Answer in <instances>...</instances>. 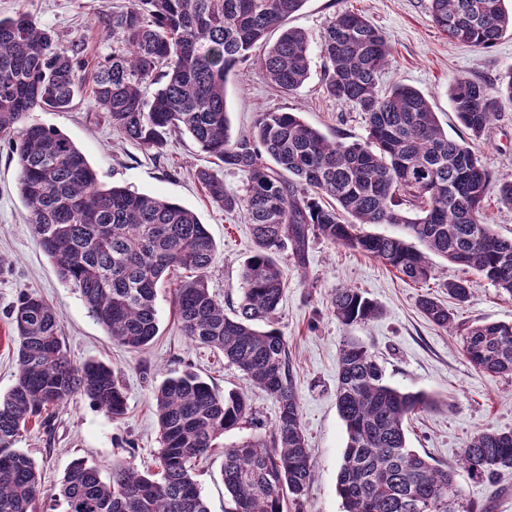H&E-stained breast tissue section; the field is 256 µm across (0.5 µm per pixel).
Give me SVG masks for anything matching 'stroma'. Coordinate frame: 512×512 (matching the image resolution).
<instances>
[{
    "label": "stroma",
    "instance_id": "35a3bbf8",
    "mask_svg": "<svg viewBox=\"0 0 512 512\" xmlns=\"http://www.w3.org/2000/svg\"><path fill=\"white\" fill-rule=\"evenodd\" d=\"M112 0H0V16L28 14L55 32L59 41L77 45L85 61L84 88L62 112H36L34 121L67 135L108 184L161 196L195 211L217 246L207 276L210 291L223 302L225 313L236 309L241 296V269L254 242L243 213L213 204L194 173L213 168L231 194H241L248 175L213 166L211 158L188 135L169 137L156 151L122 138L100 112L88 88L98 62L112 52V42L100 27V11ZM364 15L387 39L391 55L379 83V93L403 83L421 91L449 136L460 126L448 99L457 79L496 82L512 68V34L488 49L450 41L430 17V0H305L288 20L304 30L312 47L309 77L294 93L280 92L266 80L257 59L237 65L224 86L233 134L250 130L257 113L295 112L328 137L364 139L367 125L356 108L337 102L325 89L326 67L320 38L338 13ZM479 158L495 176L512 180V105L505 106L477 144ZM16 158L7 140H0V395L12 387L17 374V344L8 311L21 292L43 297L59 316L60 334L73 364L96 360L112 366L127 395V414L118 421L84 396H75L62 409L30 425L17 446L39 467L44 498L39 512H63L53 501L68 467L76 459L109 476L113 465L139 471L155 470L160 432L154 412V391L171 374L185 370L201 375L217 391L244 392L251 416L227 432L232 444L260 435L270 437L278 414L276 400L251 385L221 353L183 335L175 317L170 288L159 289L156 308L159 333L143 350L132 351L107 334L89 313L75 288L63 282L42 251L18 190ZM285 288L275 323L287 345L301 421L308 438L314 476L302 503L303 512H343L336 478L347 434L336 408L337 357L350 338L366 344L389 385L422 392L434 400L431 409L407 423V442L421 455L443 467L456 465L465 441L493 428L512 432V375L492 376L476 371L461 352L459 336L435 327L421 314L417 297L428 291L447 300L450 278L472 282V296L456 315L460 323L511 322L512 299L472 271L434 258L427 289L406 283L379 260L324 239L309 242L305 267H298L290 250L278 255ZM344 285L359 288L378 303V318L361 325H342L330 301ZM223 450H216L195 467L196 479L210 512H232L224 489ZM457 482L475 512H512V467L501 468L494 483L478 482L459 473Z\"/></svg>",
    "mask_w": 512,
    "mask_h": 512
}]
</instances>
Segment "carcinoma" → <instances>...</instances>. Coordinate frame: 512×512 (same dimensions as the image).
I'll return each mask as SVG.
<instances>
[{
	"mask_svg": "<svg viewBox=\"0 0 512 512\" xmlns=\"http://www.w3.org/2000/svg\"><path fill=\"white\" fill-rule=\"evenodd\" d=\"M304 2L125 0L99 18L114 48L98 63L92 95L113 129L157 151L169 135L187 133L214 163L249 176L244 192L231 195L210 170L195 172L211 202L242 212L252 226L255 248L243 264L242 294L231 316L208 288L217 247L194 211L105 185L68 136L31 119L37 111L71 106L82 86L78 48L25 13L0 17V136L9 138L17 158L28 224L60 279L131 351L157 336L156 292L168 284L184 336L223 353L278 403L270 438L224 448V489L234 512H284L286 501L301 503L313 478L286 342L273 327L284 288L277 255L285 246L304 266L310 240L326 239L413 283L432 278L433 253L512 299V238L496 235L485 212L492 195L512 206V180L484 168L476 151L502 106L512 104V68L494 84L458 79L450 85L452 110L467 133L450 138L417 89L396 84L378 95L390 47L362 14L348 10L330 20L321 38L325 87L364 114L366 140H331L295 112H261L248 133L232 136L227 77L272 31L280 34L260 58L267 78L288 94L308 78V36L286 26ZM503 2L431 0L430 13L450 39L490 48L512 31V10ZM361 224H395L403 233L367 234ZM176 269L188 275L166 279ZM445 288L458 305L472 295L468 279H450ZM418 305L435 326L461 336L463 356L475 370L512 375V323L459 324L452 309L427 294ZM331 307L345 326L380 313L349 287L336 289ZM8 318L19 340L18 373L0 396V512H38L37 464L15 447L28 423L78 394L120 420L126 394L111 366L68 360L57 313L41 296L22 293ZM154 402L158 472L116 465L105 480L77 459L58 492L65 512H209L196 462L250 415L248 398L240 391L222 395L186 371L166 378ZM432 405L424 393L387 384L363 343L342 344L336 406L347 442L336 491L344 512H472L456 469L491 482L498 469L512 466V432L471 436L455 468L409 448L405 423Z\"/></svg>",
	"mask_w": 512,
	"mask_h": 512,
	"instance_id": "cac0c4a2",
	"label": "carcinoma"
}]
</instances>
